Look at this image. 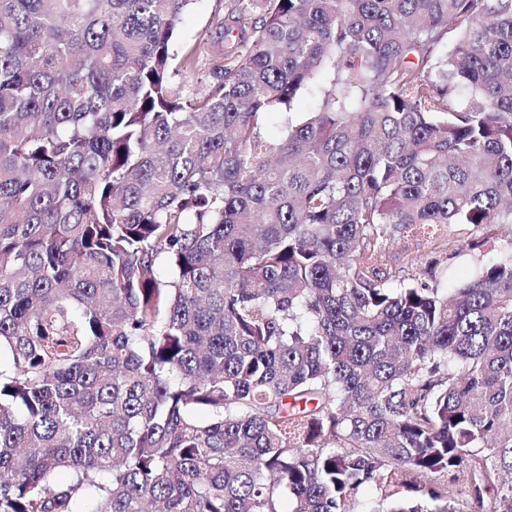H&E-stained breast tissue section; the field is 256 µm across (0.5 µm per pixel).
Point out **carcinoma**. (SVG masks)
I'll return each instance as SVG.
<instances>
[{"instance_id":"obj_1","label":"carcinoma","mask_w":512,"mask_h":512,"mask_svg":"<svg viewBox=\"0 0 512 512\" xmlns=\"http://www.w3.org/2000/svg\"><path fill=\"white\" fill-rule=\"evenodd\" d=\"M190 3L0 0V512H512V0ZM223 13L224 0H194L179 20V42L193 43L214 28ZM495 256L490 248L482 247V252L471 253L448 261V283L461 279L475 264L487 262Z\"/></svg>"}]
</instances>
